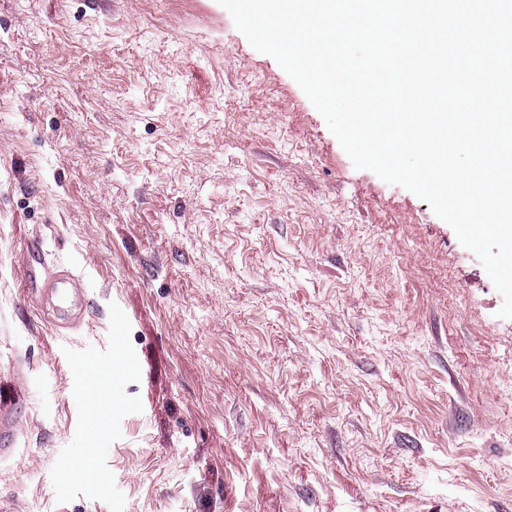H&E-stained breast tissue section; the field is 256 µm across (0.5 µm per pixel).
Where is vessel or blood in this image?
I'll list each match as a JSON object with an SVG mask.
<instances>
[{"mask_svg": "<svg viewBox=\"0 0 512 512\" xmlns=\"http://www.w3.org/2000/svg\"><path fill=\"white\" fill-rule=\"evenodd\" d=\"M23 294L38 304L51 305L58 316L57 325L69 328L79 324L89 303L85 279L82 273L60 268L49 261L42 243L29 249V259L23 277ZM89 366L104 379L112 383L110 408L119 410L124 406L121 381L140 370L138 359L130 353L120 354L112 364L93 360Z\"/></svg>", "mask_w": 512, "mask_h": 512, "instance_id": "b4317fda", "label": "vessel or blood"}]
</instances>
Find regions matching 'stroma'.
I'll list each match as a JSON object with an SVG mask.
<instances>
[{
    "label": "stroma",
    "instance_id": "1",
    "mask_svg": "<svg viewBox=\"0 0 512 512\" xmlns=\"http://www.w3.org/2000/svg\"><path fill=\"white\" fill-rule=\"evenodd\" d=\"M35 238L87 275L72 328ZM502 305L219 0H0V512H512ZM117 331L96 419L73 365ZM22 288L23 295L39 305L52 304L58 327L71 328L83 320L89 303L84 275L49 261L42 242L29 249ZM116 349L119 351V356L113 360L112 369L109 364H104L97 360L89 361L87 358L83 362H88L89 368L101 374L104 379L109 381L112 378V401H108L107 405L109 412L112 413V408L121 410L124 406L123 391L121 387V380L127 376L135 374L140 370V363L132 353H123L122 336H115ZM113 375V376H112ZM106 402L95 400L92 409L95 413L104 412L107 408Z\"/></svg>",
    "mask_w": 512,
    "mask_h": 512
}]
</instances>
